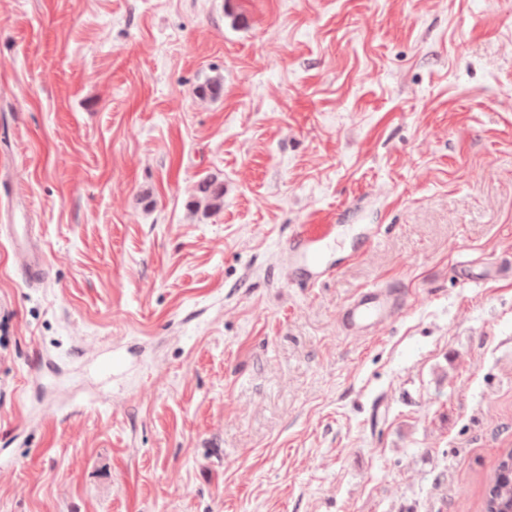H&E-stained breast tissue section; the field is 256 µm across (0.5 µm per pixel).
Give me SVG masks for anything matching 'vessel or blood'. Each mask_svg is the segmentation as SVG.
Listing matches in <instances>:
<instances>
[{
	"mask_svg": "<svg viewBox=\"0 0 512 512\" xmlns=\"http://www.w3.org/2000/svg\"><path fill=\"white\" fill-rule=\"evenodd\" d=\"M333 231L329 224H304L288 241L289 255L299 263L313 262L315 247L328 239ZM404 295L387 286H374L358 291L345 305L342 324L346 330L375 335L379 326L404 309Z\"/></svg>",
	"mask_w": 512,
	"mask_h": 512,
	"instance_id": "vessel-or-blood-1",
	"label": "vessel or blood"
}]
</instances>
